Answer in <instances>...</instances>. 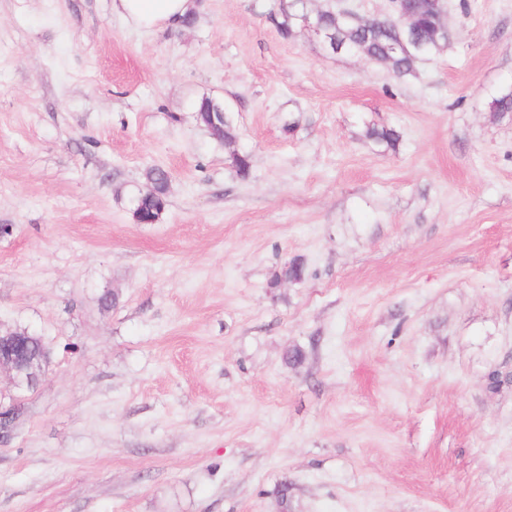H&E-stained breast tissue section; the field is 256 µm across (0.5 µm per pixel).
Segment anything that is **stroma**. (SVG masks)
Returning a JSON list of instances; mask_svg holds the SVG:
<instances>
[{"label":"stroma","instance_id":"obj_1","mask_svg":"<svg viewBox=\"0 0 512 512\" xmlns=\"http://www.w3.org/2000/svg\"><path fill=\"white\" fill-rule=\"evenodd\" d=\"M277 3L143 32L0 0V332L51 355L29 390L0 370V512H512V0H448L401 81L283 39ZM218 107L220 109H224V113L218 112V109H217ZM196 112H197L196 113L197 120L202 125H204L207 128V130H208L209 124L211 123V113L210 112H212L213 113V128L212 129L216 130V131H220V130L223 131L225 146L233 143L234 136L232 135V133L230 131L231 126H230V122L228 120L227 115H225L226 109L224 107L223 102L213 99V98H210V97H204L199 102ZM215 115L217 116L218 122L215 119ZM220 121H223V125L221 124ZM306 265L302 258L295 257L287 261L280 272L275 274L270 283L271 288H277L282 280L301 281L306 275Z\"/></svg>","mask_w":512,"mask_h":512}]
</instances>
